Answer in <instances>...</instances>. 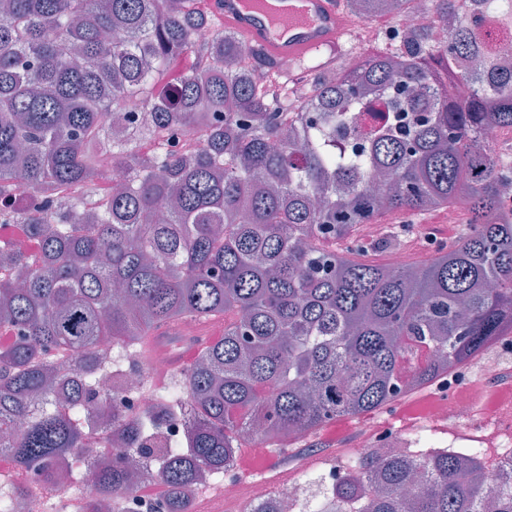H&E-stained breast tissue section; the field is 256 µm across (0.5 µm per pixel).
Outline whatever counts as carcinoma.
Here are the masks:
<instances>
[{"label": "carcinoma", "mask_w": 512, "mask_h": 512, "mask_svg": "<svg viewBox=\"0 0 512 512\" xmlns=\"http://www.w3.org/2000/svg\"><path fill=\"white\" fill-rule=\"evenodd\" d=\"M409 2L348 5L370 20ZM432 2L444 20L463 0ZM214 18L199 0H0V199H40L23 217L39 263L21 284L0 280V327L16 335L0 347V452L52 479L56 460L84 447L83 423L60 406L90 403L101 369L119 376L98 360L101 337L141 352L166 323L222 317L224 336L174 386L193 410L183 440L161 436L178 410L168 390L138 418L112 399L87 416L110 427L115 455L158 466L162 512H182L192 485L220 476L242 432L286 448L512 334V206L481 146L488 125L512 129V89L449 99L459 76L450 63L470 51L464 30L430 48L418 30L409 56L370 57L340 85L312 66L300 98L255 84ZM201 27L210 41L193 39ZM389 87L399 107L429 117L332 159L325 122ZM290 118L305 125L303 149ZM180 124L205 132L200 148L165 147ZM106 164L131 177L110 195ZM71 185L82 198L56 200ZM460 196L466 234L430 263L392 271L355 259L357 225ZM485 467L477 448L417 464L359 458L336 501L359 512H483L490 500L492 512H512V490L492 492ZM132 491L127 470L104 467L81 512Z\"/></svg>", "instance_id": "cac0c4a2"}]
</instances>
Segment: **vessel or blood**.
<instances>
[{
	"label": "vessel or blood",
	"instance_id": "vessel-or-blood-1",
	"mask_svg": "<svg viewBox=\"0 0 512 512\" xmlns=\"http://www.w3.org/2000/svg\"><path fill=\"white\" fill-rule=\"evenodd\" d=\"M225 28L266 57L297 62L336 42V0H203Z\"/></svg>",
	"mask_w": 512,
	"mask_h": 512
}]
</instances>
